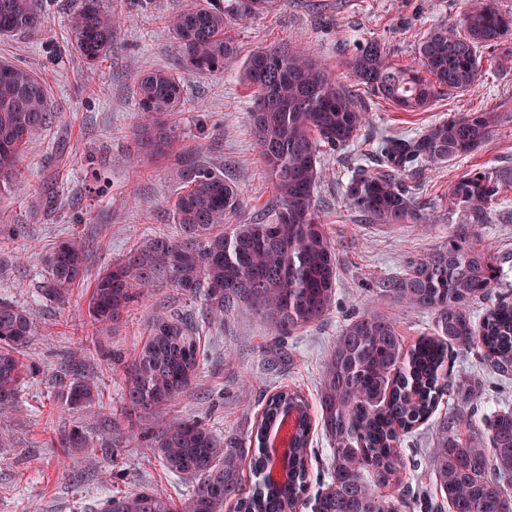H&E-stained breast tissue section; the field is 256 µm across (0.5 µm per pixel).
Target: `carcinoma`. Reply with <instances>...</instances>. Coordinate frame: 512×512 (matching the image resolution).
<instances>
[{
  "label": "carcinoma",
  "mask_w": 512,
  "mask_h": 512,
  "mask_svg": "<svg viewBox=\"0 0 512 512\" xmlns=\"http://www.w3.org/2000/svg\"><path fill=\"white\" fill-rule=\"evenodd\" d=\"M134 0H80L68 20L72 51L89 69L112 58L117 18ZM275 0H191L164 17L182 68L196 75L224 73L236 56L229 24L270 11ZM46 0H0V36L28 34L53 39L45 22ZM512 56V19L490 0L472 3L460 27L430 29L418 42L419 69L389 59L372 41L355 46L350 68L355 82L404 112H424L443 93L468 92L484 73L483 53ZM253 91L249 119L274 190L269 216L230 224L240 198L224 172L196 163L170 204L173 224L131 248L96 277L87 300L84 339L70 359L95 366L101 328L115 323L151 288L166 286L198 299L207 318L254 308L274 344L265 352L281 358V339L325 317L336 303L338 261L314 203L322 153L343 150L368 123L367 108L336 76L303 50H260L242 64ZM134 130L141 144L161 153L179 138L167 122L182 104L181 77L154 70L137 81ZM53 108L33 71L0 62V194L36 190L18 168L23 148L46 130ZM492 115L470 112L428 127L413 137L378 142L379 163L355 169L346 185L350 206L367 224L422 223L427 207L401 183L399 172L418 163L444 164L477 151L490 133ZM512 178L474 169L450 186L449 201L465 224L490 223L507 200ZM88 249L73 236L46 259L41 293L68 302L86 270ZM500 279L488 247L478 248L462 229L432 252L408 262L372 293L434 315L432 335L405 349L396 324L366 310L346 319L324 362L317 410L296 390L273 393L255 426L221 434L195 418L156 429L135 427L132 417L163 408L197 377L206 345L191 311L153 312L138 355L125 366L127 429L153 449L167 473L191 483L173 497L150 487L113 496L100 512H416L430 495L449 512H512V407L484 419L488 436L458 434L466 408L481 400L482 384L454 374V351L476 352L480 364L502 380L512 378V292L495 293ZM38 333L34 313L0 299V414L17 411V394L33 367L24 348ZM459 411L433 419L444 396ZM90 378L58 382L64 412L99 403ZM295 415L288 476L269 479L274 460L266 443L283 415ZM319 425L330 443L328 461L311 474L310 433ZM426 426L439 431L430 466L414 475L391 505L374 487L397 479L404 466L398 445ZM69 456L96 459L93 436L74 424L54 437ZM252 476L245 484L243 468Z\"/></svg>",
  "instance_id": "carcinoma-1"
}]
</instances>
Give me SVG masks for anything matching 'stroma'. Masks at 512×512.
I'll return each mask as SVG.
<instances>
[{"instance_id": "35a3bbf8", "label": "stroma", "mask_w": 512, "mask_h": 512, "mask_svg": "<svg viewBox=\"0 0 512 512\" xmlns=\"http://www.w3.org/2000/svg\"><path fill=\"white\" fill-rule=\"evenodd\" d=\"M468 0H280L259 17L239 22L233 33L237 56L223 74L183 73L163 18L186 0H150L119 20L110 65L87 72L68 43L67 19L77 0H51L47 23L51 41L20 34L0 39V60L24 65L46 82L54 117L46 132L25 149L24 176L35 193L0 197V215L17 225L11 249L0 250V298L28 306L39 332L25 348L35 371L20 391L16 413L0 416V432L12 448L0 452V512H95L110 496L154 486L178 496L186 483L167 477L151 449L129 438L123 403L122 367L101 365L92 375L102 391L100 405L75 413L55 405L61 375L71 373L67 356L80 342L79 324L97 274L148 236L170 224L168 202L181 188L182 169L196 161L223 168L237 186L239 222H250L273 203V187L248 119L250 90L239 70L251 53L274 47H302L321 60L346 88H353L348 61L353 44L374 40L402 65L418 61L416 47L433 27L458 24ZM164 68L183 81V107L169 120L180 140L165 156H141L140 170L127 163L137 152L133 135L137 77ZM370 104L369 123L353 146L321 156L322 178L315 203L338 259L336 304L320 322L290 336L288 357L271 367L261 351L267 334L263 320L249 307L227 314L223 324L201 322L208 345L192 385L169 408L143 414V426L197 417L239 433L250 430L262 401L280 387L301 390L317 403L326 356L350 315L373 306L392 319L406 344L432 332L434 317L390 300L370 302L379 279L403 271L407 262L427 254L453 235L463 216L448 200L452 182L482 168L512 174V57L486 68L479 86L439 96L424 112H402L363 91ZM469 112H490L494 123L486 142L473 154L442 165L420 164L402 170L401 181L427 203L429 224H364L344 195L353 167L371 159L383 136L414 135L432 124ZM55 205L46 208L44 196ZM475 245L490 246L502 274L501 288L512 291V199L501 204L487 224L473 231ZM78 235L89 243L85 277L65 305L41 298L45 258L55 244ZM201 311L199 301L172 288H155L135 304L130 315L100 335L106 347L133 360L146 321L156 308ZM455 373L482 374L483 407L512 405V380L481 373L473 352L455 351ZM80 423L107 444L95 464L84 455L63 456L50 433Z\"/></svg>"}]
</instances>
